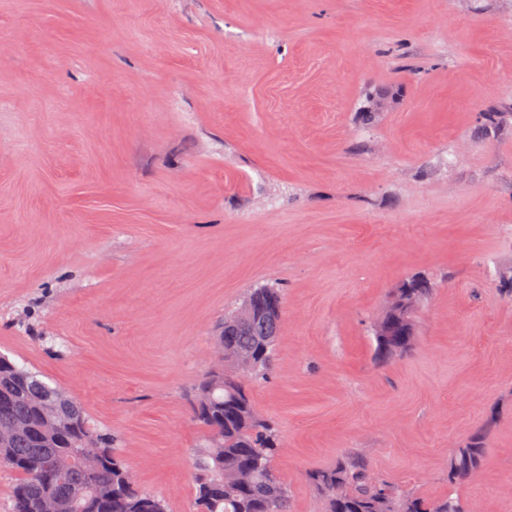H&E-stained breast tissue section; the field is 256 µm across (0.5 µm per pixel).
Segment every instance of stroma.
Instances as JSON below:
<instances>
[{
	"instance_id": "stroma-1",
	"label": "stroma",
	"mask_w": 512,
	"mask_h": 512,
	"mask_svg": "<svg viewBox=\"0 0 512 512\" xmlns=\"http://www.w3.org/2000/svg\"><path fill=\"white\" fill-rule=\"evenodd\" d=\"M509 268L512 0H0V353L117 433L169 512L217 328L264 286L283 316L251 396L293 512L351 454L512 512ZM415 274L414 345L380 357ZM484 453L482 442L471 441L457 448L448 465V480L455 482L467 477L481 463Z\"/></svg>"
}]
</instances>
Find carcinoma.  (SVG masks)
Masks as SVG:
<instances>
[{
    "label": "carcinoma",
    "mask_w": 512,
    "mask_h": 512,
    "mask_svg": "<svg viewBox=\"0 0 512 512\" xmlns=\"http://www.w3.org/2000/svg\"><path fill=\"white\" fill-rule=\"evenodd\" d=\"M276 317L241 320L224 314L217 357L250 352L249 377L265 378L275 359ZM197 421L208 431L194 451L192 512H292L288 485L272 465L277 433L251 414L247 385L232 373L206 375L194 395ZM482 442L456 450L448 480L481 463ZM0 464L19 474L13 512H167L165 501L139 488L117 452L80 404L41 376L0 355ZM323 512H466L458 498L424 500L378 478L362 459L310 473Z\"/></svg>",
    "instance_id": "carcinoma-1"
}]
</instances>
